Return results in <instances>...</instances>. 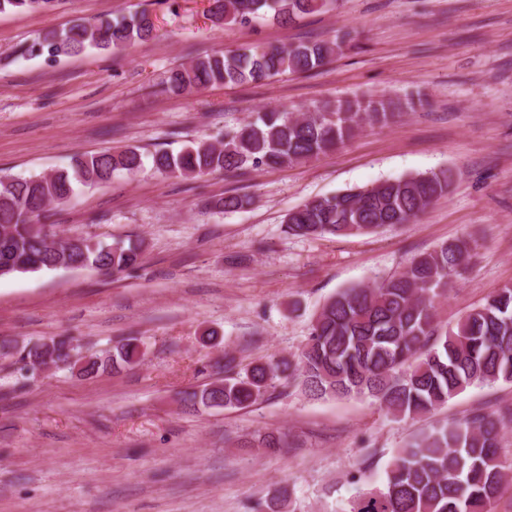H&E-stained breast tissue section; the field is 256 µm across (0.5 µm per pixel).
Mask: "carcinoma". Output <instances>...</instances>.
I'll list each match as a JSON object with an SVG mask.
<instances>
[{
	"label": "carcinoma",
	"mask_w": 512,
	"mask_h": 512,
	"mask_svg": "<svg viewBox=\"0 0 512 512\" xmlns=\"http://www.w3.org/2000/svg\"><path fill=\"white\" fill-rule=\"evenodd\" d=\"M55 0H0V12L44 10ZM327 0H212L213 18L224 24L248 23L273 13L288 23L322 10ZM145 11L106 15L38 37L23 49L28 56L54 60L89 47L122 49L154 36ZM350 33L332 41L281 46L254 44L206 55L172 71L168 91L183 94L214 84L242 85L284 74H302L342 52ZM395 108L380 99L345 102L333 111L297 116L273 109L214 141L201 140L180 150L152 154L160 174L195 178L222 170L279 168L310 159L344 143L365 123L387 121ZM137 147L80 154L62 169L29 177L0 176V276L42 270L93 268L118 274L134 268L141 244L107 242L97 236L48 239L40 215L68 203L77 189L107 182L115 173L143 170ZM451 174L388 179L365 189L317 197L286 215L293 236L347 237L386 227L413 224L433 202L448 195ZM250 198L227 195L211 201L220 212H235ZM473 257L468 240L444 242L415 258L401 272L371 286L345 288L330 297L313 317L306 343L294 359L251 364L201 389L180 392L185 408H244L286 380L314 398H369L396 418L432 414L470 387L512 385V284L488 295L455 327L440 325L436 299L462 275ZM81 350L72 336L37 342H3L0 355L14 359L29 379L50 359L59 369L90 377L109 366H133L144 357L138 340L128 338L112 353L71 361ZM512 424V405L476 407L461 419L445 422L399 449L385 470L382 486L366 490L347 512H493L512 488V463L498 453L501 432ZM268 452L288 447L282 434L259 436Z\"/></svg>",
	"instance_id": "obj_1"
}]
</instances>
